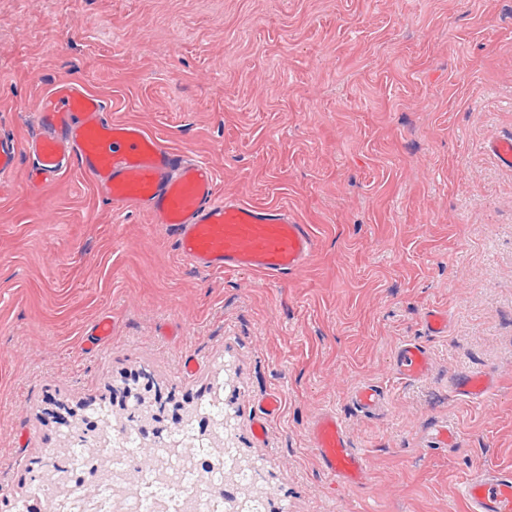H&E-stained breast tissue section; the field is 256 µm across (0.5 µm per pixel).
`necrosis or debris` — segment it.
Returning <instances> with one entry per match:
<instances>
[{"label": "necrosis or debris", "instance_id": "1", "mask_svg": "<svg viewBox=\"0 0 512 512\" xmlns=\"http://www.w3.org/2000/svg\"><path fill=\"white\" fill-rule=\"evenodd\" d=\"M142 433L138 423L113 429L96 451L75 447L65 464L52 466L71 489L54 500L53 512H224L225 475L238 467L234 449H199L191 435L166 436L143 464Z\"/></svg>", "mask_w": 512, "mask_h": 512}]
</instances>
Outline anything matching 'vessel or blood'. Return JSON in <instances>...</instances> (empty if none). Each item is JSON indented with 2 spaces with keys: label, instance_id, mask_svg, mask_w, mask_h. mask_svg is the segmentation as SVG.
Listing matches in <instances>:
<instances>
[{
  "label": "vessel or blood",
  "instance_id": "obj_1",
  "mask_svg": "<svg viewBox=\"0 0 512 512\" xmlns=\"http://www.w3.org/2000/svg\"><path fill=\"white\" fill-rule=\"evenodd\" d=\"M23 153L33 160L28 174L33 188L47 187L68 168H77L113 212L145 211L153 223L166 227L178 256L205 271L250 272L276 282L304 267L317 249L311 227L288 207L220 195L208 162L162 143L137 121L113 117L102 96L74 81H57L44 93L25 141L0 132V186ZM394 364L400 378L415 380L428 373L430 356L406 341L397 347ZM496 387V379L484 372L462 373L451 381L454 394L470 401L488 398ZM386 397L380 386L363 382L351 400L371 412ZM309 438L328 478L362 484L370 461L353 448L335 412L316 417ZM460 491L468 512H512L511 470L466 475Z\"/></svg>",
  "mask_w": 512,
  "mask_h": 512
}]
</instances>
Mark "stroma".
Masks as SVG:
<instances>
[{
    "label": "stroma",
    "mask_w": 512,
    "mask_h": 512,
    "mask_svg": "<svg viewBox=\"0 0 512 512\" xmlns=\"http://www.w3.org/2000/svg\"><path fill=\"white\" fill-rule=\"evenodd\" d=\"M61 79L206 160L221 192L293 209L319 247L279 283L197 270L79 172L35 196L16 170L0 199V512L64 459L62 417L121 415L131 384L165 427L220 397L267 512H467L463 477L512 469V169L486 149L512 135V0H0V128L25 135ZM405 341L431 357L407 383ZM473 370L498 381L481 403L448 388ZM361 382L387 390L380 410L353 405ZM326 410L371 461L361 486L318 466ZM444 422L457 438L440 448Z\"/></svg>",
    "instance_id": "stroma-1"
}]
</instances>
